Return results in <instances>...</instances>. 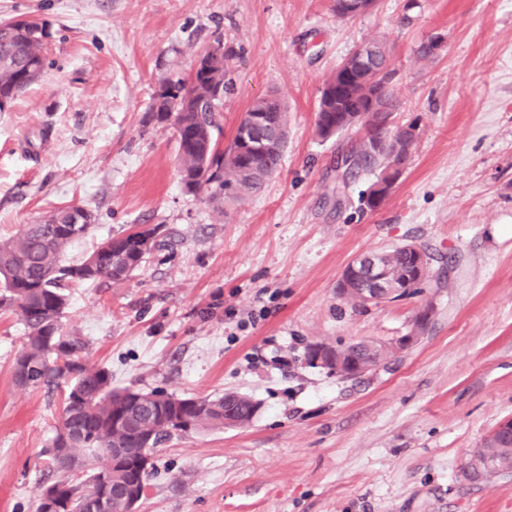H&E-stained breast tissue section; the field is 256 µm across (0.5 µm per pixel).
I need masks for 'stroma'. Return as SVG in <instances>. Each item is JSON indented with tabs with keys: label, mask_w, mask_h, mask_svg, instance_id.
I'll return each instance as SVG.
<instances>
[{
	"label": "stroma",
	"mask_w": 512,
	"mask_h": 512,
	"mask_svg": "<svg viewBox=\"0 0 512 512\" xmlns=\"http://www.w3.org/2000/svg\"><path fill=\"white\" fill-rule=\"evenodd\" d=\"M333 0H0V21L46 23L42 78L0 112V239L49 212L94 216L77 261L135 224L164 246L126 279L71 290L63 325L116 387L181 397L249 395L241 428L173 437L138 512H512V473L464 478L469 454L512 418V0H376L340 19ZM440 38L436 55L416 50ZM221 39L233 86L223 142L254 99L288 102V151L263 193L217 204L183 190L164 84ZM376 39L396 69V124L418 137L386 203L360 211L372 177L335 197L347 138H320L326 77ZM413 241L441 287L365 307L336 282L355 256ZM413 348L341 380L315 345L402 335ZM25 328L0 311V512H35L64 390L22 389Z\"/></svg>",
	"instance_id": "35a3bbf8"
}]
</instances>
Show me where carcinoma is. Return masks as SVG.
Returning a JSON list of instances; mask_svg holds the SVG:
<instances>
[{
	"label": "carcinoma",
	"instance_id": "obj_1",
	"mask_svg": "<svg viewBox=\"0 0 512 512\" xmlns=\"http://www.w3.org/2000/svg\"><path fill=\"white\" fill-rule=\"evenodd\" d=\"M46 23L31 21L23 29L0 31V112L38 80L45 67ZM372 48L368 63L347 57L325 80L315 127L328 139L352 129L365 131L345 154L348 165L336 178V191L357 171L374 175L362 194L361 210L375 211L392 194L405 173L417 138L413 126L397 127L392 86L394 70L385 44ZM230 83L224 61H215L186 81L170 83L158 94L150 119L164 123L176 111L172 125L178 145L183 190L207 192L209 200L224 202L260 194L280 169L288 149V107L276 94L255 99L226 147H221V100L217 91ZM92 214L80 206L55 210L37 224H26L12 238L0 240V308L16 311L25 328L21 350L13 362V379L23 389L51 388L67 383L63 406L47 464L56 474L38 485L36 512H93L100 496L109 512H130L143 497L154 469V450L172 436L224 428L228 411L242 425L255 416L257 403L244 394L179 398L164 391L112 386V372L83 362L87 341L65 332L62 319L68 306L66 290L90 282L116 283L139 268L162 242L159 226L133 228L100 243L78 262L64 259L66 248L86 237ZM413 253L397 245L385 251L391 279L401 283L413 265ZM426 262L418 284L404 291L415 295L438 283ZM394 351L380 342L362 340L350 352L362 363L387 361ZM480 467L467 478L479 480L491 472L512 469V441L486 439L475 449ZM89 467L86 479L71 473Z\"/></svg>",
	"mask_w": 512,
	"mask_h": 512
}]
</instances>
